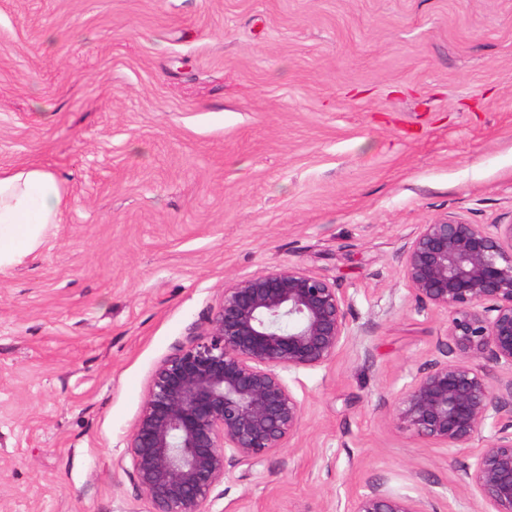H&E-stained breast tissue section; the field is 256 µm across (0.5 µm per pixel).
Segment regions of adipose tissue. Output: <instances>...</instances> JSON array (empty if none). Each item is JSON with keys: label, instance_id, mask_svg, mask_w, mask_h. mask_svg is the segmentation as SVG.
<instances>
[{"label": "adipose tissue", "instance_id": "ef3b65f1", "mask_svg": "<svg viewBox=\"0 0 512 512\" xmlns=\"http://www.w3.org/2000/svg\"><path fill=\"white\" fill-rule=\"evenodd\" d=\"M62 203L51 172L27 167L0 172V272L41 247Z\"/></svg>", "mask_w": 512, "mask_h": 512}]
</instances>
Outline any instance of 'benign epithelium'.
I'll return each instance as SVG.
<instances>
[{"instance_id":"1","label":"benign epithelium","mask_w":512,"mask_h":512,"mask_svg":"<svg viewBox=\"0 0 512 512\" xmlns=\"http://www.w3.org/2000/svg\"><path fill=\"white\" fill-rule=\"evenodd\" d=\"M401 275L417 309L446 314L448 330L388 420L450 451L482 442L460 484L488 512H512V222L423 224L402 248ZM356 339L345 293L299 266L225 285L205 337L154 371L128 443L152 512H204L226 472L291 442L303 405L285 373L327 366ZM489 364L508 373L494 388ZM348 512L425 510L371 485Z\"/></svg>"}]
</instances>
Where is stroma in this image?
I'll use <instances>...</instances> for the list:
<instances>
[{"instance_id": "stroma-1", "label": "stroma", "mask_w": 512, "mask_h": 512, "mask_svg": "<svg viewBox=\"0 0 512 512\" xmlns=\"http://www.w3.org/2000/svg\"><path fill=\"white\" fill-rule=\"evenodd\" d=\"M64 198L0 274V512H151L127 455L157 366L226 282L336 283L355 331L289 373L290 445L205 512H347L372 483L484 512L464 452L385 419L436 354L401 248L512 222V0H0V171Z\"/></svg>"}]
</instances>
